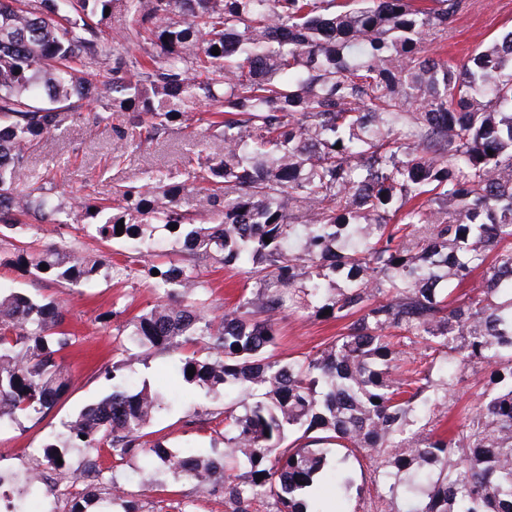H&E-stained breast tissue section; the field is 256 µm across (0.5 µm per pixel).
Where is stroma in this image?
<instances>
[{"label": "stroma", "instance_id": "stroma-1", "mask_svg": "<svg viewBox=\"0 0 512 512\" xmlns=\"http://www.w3.org/2000/svg\"><path fill=\"white\" fill-rule=\"evenodd\" d=\"M467 2L452 30L439 42L442 57L454 63L477 45L489 43L512 28V0ZM124 119L123 113H115L91 135L82 122L66 123L29 150L30 176L44 180L56 201L64 203L77 195L107 202L115 187L142 184L149 165L180 175L185 157L201 147L200 133H189L177 125L158 140L139 147L130 145L114 132ZM13 235L26 240L38 238L61 248L102 251L112 262L100 268L93 287L63 288L19 267L13 247L0 245V286L22 288L46 299L62 297L64 327L78 338L76 347L63 353L72 377L68 393L43 419L22 417L0 429V471L10 473L40 464L37 450L44 440L61 431L71 415L110 393L112 383L105 373L116 361L122 362L124 374L137 386L161 397L162 409L149 425L155 441L171 450L223 448V441L217 440L214 432L224 409L223 400L211 397L202 386L185 382L175 369V355L155 352L146 358L123 359L119 347L127 343L134 317L156 304L157 296L145 277L125 270L122 246L96 241L91 233L71 224H29L14 230ZM197 269L208 290L209 315H221L238 302L244 286L241 265L227 266L204 258ZM278 328L277 353L295 357L323 349L339 334L342 324L287 308L279 316ZM483 382V373L463 370L459 402L443 413L428 412L425 421L429 427L444 431L460 424ZM98 464L102 475L114 476L136 495L143 512H227L221 484L199 489L187 482H173L141 455L127 457L118 466L105 450ZM318 494L328 512H418L424 505L420 499L390 495L375 482L373 468L365 458L348 460L339 473L329 474Z\"/></svg>", "mask_w": 512, "mask_h": 512}]
</instances>
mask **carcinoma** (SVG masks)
<instances>
[{
  "label": "carcinoma",
  "mask_w": 512,
  "mask_h": 512,
  "mask_svg": "<svg viewBox=\"0 0 512 512\" xmlns=\"http://www.w3.org/2000/svg\"><path fill=\"white\" fill-rule=\"evenodd\" d=\"M465 7L0 0V239L61 211L93 224L99 240L127 246L159 296L133 323L135 355L199 345L206 357H179L186 381L215 398L260 391L241 411L224 408L219 455L169 450L145 440L158 396L132 391L114 364L112 393L42 447L44 466L75 474L57 463L61 448H106L118 461L141 452L199 488L221 474L230 512L262 498L277 512H325L311 488L326 464L321 446L335 445L372 457L392 493L401 474L438 468L417 512H512V306L495 303L512 297V31L449 63L426 44ZM108 20L117 29L110 63L99 48ZM100 98L95 123L128 112L122 137L139 145L189 125L185 103L200 98L217 143L188 158L181 179L150 170L110 204L64 207L26 174L27 150ZM189 188L205 192L203 224L180 207ZM159 229L177 235L180 261L148 259ZM14 250L64 288L91 284L106 264L36 239ZM201 258L247 265L256 291L208 315ZM465 282L471 294L452 297L451 285ZM290 295L344 326L328 347L284 362L274 354L276 316ZM64 322L62 302L0 287V427L46 414L68 390L57 354L75 337ZM416 343L431 362L401 370L399 347ZM466 367L488 371L491 393L457 431L410 429L417 413L450 401ZM226 459L244 472L224 470ZM12 484L20 502L10 512H29L25 501L44 481L31 470L0 474V487ZM92 499L106 512H142L112 478L68 512H88Z\"/></svg>",
  "instance_id": "carcinoma-1"
}]
</instances>
